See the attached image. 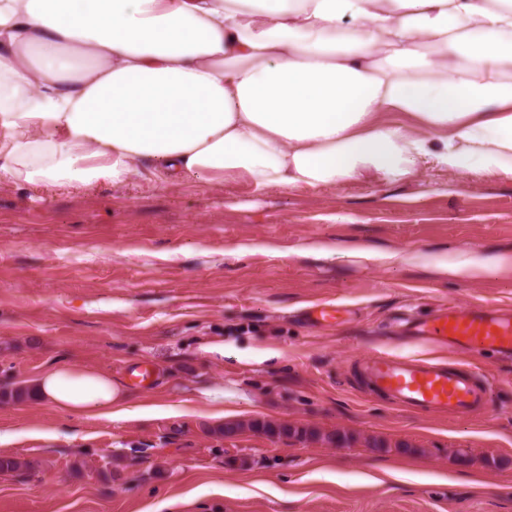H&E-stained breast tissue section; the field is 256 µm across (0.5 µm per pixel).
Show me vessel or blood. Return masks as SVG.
<instances>
[{
  "instance_id": "1",
  "label": "vessel or blood",
  "mask_w": 512,
  "mask_h": 512,
  "mask_svg": "<svg viewBox=\"0 0 512 512\" xmlns=\"http://www.w3.org/2000/svg\"><path fill=\"white\" fill-rule=\"evenodd\" d=\"M350 314L349 308L329 301L311 303L303 312L315 330L335 326ZM400 335L411 344H432L451 353L512 357V307L445 304L405 320ZM361 376L403 407L467 415L492 402L487 375L441 360L379 354L364 359Z\"/></svg>"
}]
</instances>
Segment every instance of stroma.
Returning a JSON list of instances; mask_svg holds the SVG:
<instances>
[{
    "mask_svg": "<svg viewBox=\"0 0 512 512\" xmlns=\"http://www.w3.org/2000/svg\"><path fill=\"white\" fill-rule=\"evenodd\" d=\"M463 251L484 271L436 269ZM318 299L354 314L310 330L299 312ZM448 303L512 305V179L428 167L404 183L260 195L191 175L1 184L0 387L57 364L98 369L121 382L128 414L0 401V456L25 464L0 471V512H512V358L445 356L391 327ZM380 352L471 363L494 406L398 407L356 367ZM140 362L152 390L125 374ZM236 421L357 440L220 434Z\"/></svg>",
    "mask_w": 512,
    "mask_h": 512,
    "instance_id": "35a3bbf8",
    "label": "stroma"
}]
</instances>
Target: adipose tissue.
<instances>
[{"label":"adipose tissue","instance_id":"ef3b65f1","mask_svg":"<svg viewBox=\"0 0 512 512\" xmlns=\"http://www.w3.org/2000/svg\"><path fill=\"white\" fill-rule=\"evenodd\" d=\"M512 178V0H0V183ZM58 409L118 415L51 366Z\"/></svg>","mask_w":512,"mask_h":512}]
</instances>
